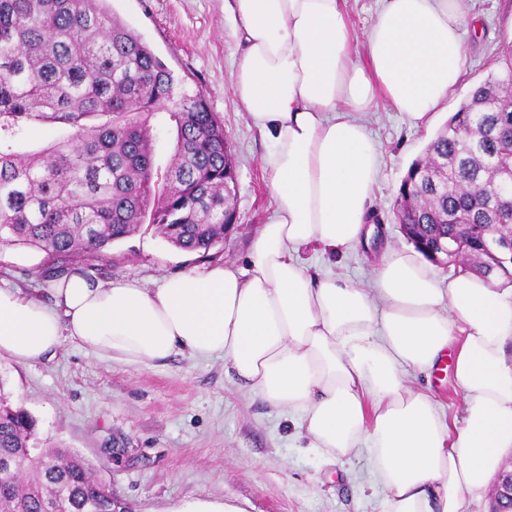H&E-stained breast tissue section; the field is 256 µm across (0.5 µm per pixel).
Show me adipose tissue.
Returning <instances> with one entry per match:
<instances>
[{
	"label": "adipose tissue",
	"mask_w": 512,
	"mask_h": 512,
	"mask_svg": "<svg viewBox=\"0 0 512 512\" xmlns=\"http://www.w3.org/2000/svg\"><path fill=\"white\" fill-rule=\"evenodd\" d=\"M346 2L224 4L240 48L234 93L271 144L274 208L245 264L153 290L74 273L51 306L0 288V356L28 363L67 339L135 367L221 358L292 416L305 447L332 460L365 451L380 512H463L512 453V285L470 272L442 281L419 252L394 248L358 285L313 275L301 253L370 236L380 161L364 116L381 100L410 125L430 122L465 70V14L461 0H382L359 34ZM450 352L463 399L454 430L409 382Z\"/></svg>",
	"instance_id": "ef3b65f1"
}]
</instances>
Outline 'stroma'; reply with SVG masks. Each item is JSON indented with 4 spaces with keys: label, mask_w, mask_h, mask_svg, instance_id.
<instances>
[{
    "label": "stroma",
    "mask_w": 512,
    "mask_h": 512,
    "mask_svg": "<svg viewBox=\"0 0 512 512\" xmlns=\"http://www.w3.org/2000/svg\"><path fill=\"white\" fill-rule=\"evenodd\" d=\"M465 2L477 22L463 32L466 70L431 123L410 126L383 103L366 115L381 158L370 203L382 221L380 238L333 255L307 251L311 271L334 267L364 283L385 247L407 248L394 211L408 166L512 52V0ZM108 6L183 86L203 94L223 124L236 163L238 222L205 256L172 246L148 226L101 255L56 264L38 250L0 251V286L49 306L53 283L43 272L51 265L63 274L81 271L102 282L153 289L179 273L244 264L272 209L262 163L268 143L232 89L239 53L224 0H109ZM0 380L34 417L41 447L85 458L127 512H184L198 501L225 502L243 512H380L365 455L331 464L296 447L287 414L240 388L221 359L178 353L136 369L87 355L66 340L53 355L27 364L1 356ZM415 383L429 386L449 423H459L462 395L453 372L421 374Z\"/></svg>",
    "instance_id": "1"
}]
</instances>
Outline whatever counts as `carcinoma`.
<instances>
[{"label":"carcinoma","instance_id":"carcinoma-1","mask_svg":"<svg viewBox=\"0 0 512 512\" xmlns=\"http://www.w3.org/2000/svg\"><path fill=\"white\" fill-rule=\"evenodd\" d=\"M181 102L176 104L174 99ZM175 131L163 172L154 167V120ZM64 125L67 137L16 149L30 125ZM512 57L499 62L454 112L399 187L405 239L448 237V263L469 253L512 283V203L498 185L512 173ZM236 170L224 126L204 96L173 73L108 0H0V249L49 258L101 253L147 223L175 247L208 251L237 217L224 171ZM36 422L0 381V512H122L110 486L75 453L35 446Z\"/></svg>","mask_w":512,"mask_h":512}]
</instances>
